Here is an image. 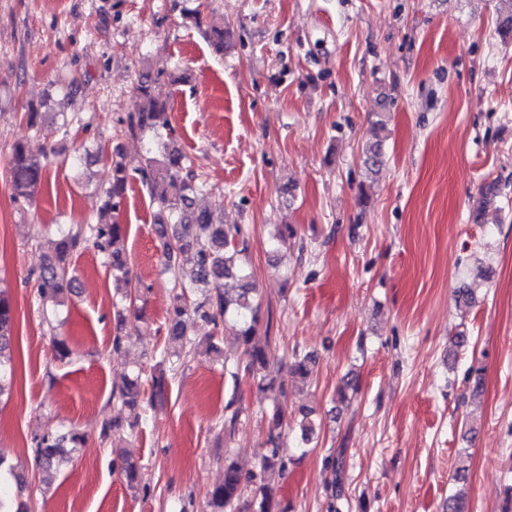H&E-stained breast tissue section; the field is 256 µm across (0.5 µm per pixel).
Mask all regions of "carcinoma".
<instances>
[{"label": "carcinoma", "mask_w": 512, "mask_h": 512, "mask_svg": "<svg viewBox=\"0 0 512 512\" xmlns=\"http://www.w3.org/2000/svg\"><path fill=\"white\" fill-rule=\"evenodd\" d=\"M185 18L198 28L215 53H224V39L229 30L224 19L211 17L201 22L200 13L188 11ZM162 71L146 69L139 73L137 92L143 99V108L130 118L131 134L152 133L165 130L170 135L168 121V96L158 89ZM8 172L12 198L30 202L40 187L47 167L48 155L36 156L23 138L15 140L8 152ZM186 157L169 142L151 141L138 164L122 156L112 160V181L102 191L103 203L99 221L95 224H77L60 232L54 254L45 257L35 280L40 296L55 305L62 303L61 294L71 290L74 276L69 266L73 253L88 244L102 254L104 263L112 269L117 288L129 284V270L124 248L120 246L125 227L120 222V208L131 173L140 174L149 190L152 206L156 209L157 232L162 242L165 269L173 275L174 296L168 318L169 358L185 359L198 352L200 343L188 334L191 319L198 318L214 327L224 326L241 349L243 368L229 371L233 391L224 405V434L234 433L239 420V371H244L260 389L267 387L271 350L255 341L260 321L261 305L257 301L258 289L254 288L248 269L249 240L239 224L228 225L218 218L216 211L198 209L195 200L206 184L193 172H184ZM235 278L240 282L236 293L224 289V279ZM15 314L10 295L0 288V400L12 391L11 343L14 336ZM314 359L306 354L295 356L291 372L295 378H308ZM141 374L126 378L119 398L135 414L140 406ZM284 417L281 411L272 414L267 434V454L257 472H245L237 460L224 458V480L208 492L209 512H288V508L274 498L265 483V474L288 470V462L281 454V428ZM84 443V435L76 429L66 432L47 431L36 440L34 453L39 465L46 471L71 450ZM344 464V449L328 458L325 467L333 478L328 485L336 489Z\"/></svg>", "instance_id": "obj_1"}]
</instances>
